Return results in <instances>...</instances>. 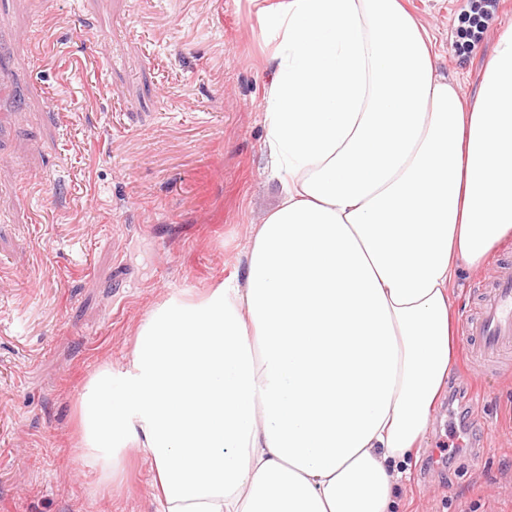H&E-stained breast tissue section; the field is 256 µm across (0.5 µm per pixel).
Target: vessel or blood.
Returning <instances> with one entry per match:
<instances>
[{
  "mask_svg": "<svg viewBox=\"0 0 512 512\" xmlns=\"http://www.w3.org/2000/svg\"><path fill=\"white\" fill-rule=\"evenodd\" d=\"M477 317L464 323L468 355L491 357L512 349V264L501 265L498 276L480 292Z\"/></svg>",
  "mask_w": 512,
  "mask_h": 512,
  "instance_id": "1",
  "label": "vessel or blood"
}]
</instances>
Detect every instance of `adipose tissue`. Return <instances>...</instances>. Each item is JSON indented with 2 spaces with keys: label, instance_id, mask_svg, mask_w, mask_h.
Listing matches in <instances>:
<instances>
[{
  "label": "adipose tissue",
  "instance_id": "ef3b65f1",
  "mask_svg": "<svg viewBox=\"0 0 512 512\" xmlns=\"http://www.w3.org/2000/svg\"><path fill=\"white\" fill-rule=\"evenodd\" d=\"M258 14L282 196L244 274L170 295L127 368L88 379L77 459L108 480L146 450L162 512H398L451 369L457 270L512 242V29L469 104L403 0Z\"/></svg>",
  "mask_w": 512,
  "mask_h": 512
}]
</instances>
